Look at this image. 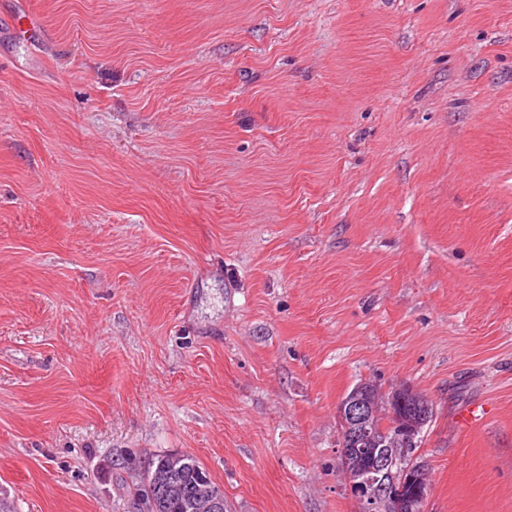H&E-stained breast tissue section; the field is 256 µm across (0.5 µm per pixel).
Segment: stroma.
<instances>
[{"label": "stroma", "instance_id": "1", "mask_svg": "<svg viewBox=\"0 0 512 512\" xmlns=\"http://www.w3.org/2000/svg\"><path fill=\"white\" fill-rule=\"evenodd\" d=\"M369 379L433 406L424 512H512V0H0L12 512H131L164 452L362 512Z\"/></svg>", "mask_w": 512, "mask_h": 512}]
</instances>
